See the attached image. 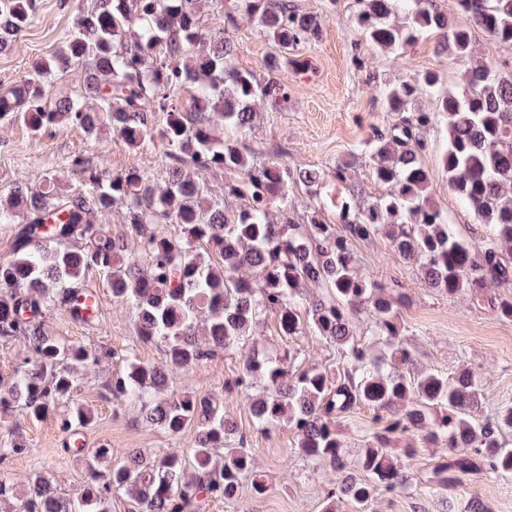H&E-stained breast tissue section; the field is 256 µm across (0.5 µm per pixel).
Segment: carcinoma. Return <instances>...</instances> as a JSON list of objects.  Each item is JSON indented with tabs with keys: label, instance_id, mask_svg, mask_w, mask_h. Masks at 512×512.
I'll return each instance as SVG.
<instances>
[{
	"label": "carcinoma",
	"instance_id": "1",
	"mask_svg": "<svg viewBox=\"0 0 512 512\" xmlns=\"http://www.w3.org/2000/svg\"><path fill=\"white\" fill-rule=\"evenodd\" d=\"M211 3L222 13L218 29L203 25L199 0H103L79 16L59 51L0 96V118L34 134L64 124L92 136L107 123L128 147L161 144L170 160L168 178L157 186L143 170L108 175L103 165L78 155L71 167L87 174L92 191L62 195L46 183L0 196L1 224L19 212L25 217L11 255L0 261V341L21 340L26 349L13 381L0 387V408L18 406L42 418L62 405L69 411L64 427L87 426L93 413L74 398L77 374L112 356L127 362L107 386L112 400L140 403L143 419L172 435L195 428L193 459L169 453L147 462L130 450L114 463L111 448L86 449L75 441L74 452L85 459L77 499L60 497L47 476L37 475L18 498L13 484L1 479L0 502L16 498L11 512H112V496L121 494L133 512H204L213 500L235 499L246 482L252 493L265 494L267 480L254 470L257 449L247 447L242 435L237 447H226L237 425L224 416L220 400L159 397L170 372L206 363L217 347L240 344L251 349L233 389L247 400L255 423L286 424L300 455L336 473L325 512H339L343 503L371 512L376 494L408 488V475L387 451L390 433L450 450L468 448L481 458L480 466L461 456L437 470L431 477L437 492L484 469L512 477V445L505 439L512 433V405L482 416L480 388L469 371L401 372L399 366L411 361L397 315L406 295L395 280L367 277L354 252L356 244L385 235L428 287L450 296L467 291L512 318L511 293L494 299L484 294L491 283L512 288V74L477 56L474 35L478 29L512 47V0H456L469 25L439 11L433 0H357L355 20L368 42L398 53L434 33L440 51L466 66L465 84L460 91L444 90L439 72L428 70L386 87L385 108L397 120L367 141L373 180L386 193L358 208L341 201L333 223L320 219L317 209L301 215L292 206L297 186L320 194L322 172L257 162L236 140L253 126V102L288 109L284 61L291 47L320 37L319 19L288 0ZM242 10L257 16L280 50L265 62L270 77L264 82L231 64L238 47L229 29ZM34 19L32 0H0V52ZM79 64L87 70L85 93L48 102V81ZM186 88L190 98L178 101ZM426 89L436 92L432 110L421 105ZM159 112L165 121L157 128L152 115ZM217 118L224 122L222 137ZM440 120L448 137L438 172L423 160V133ZM213 171L223 172L224 197L238 201L235 209L204 194L201 177ZM441 174L489 228L485 237L456 235L432 202L430 189ZM117 206L138 237L135 250L97 222ZM96 273L116 301L134 309L140 339L163 345L166 364L98 353L43 330L55 308L76 321L97 317V303L84 288ZM302 308L313 331L347 364L343 372L291 371L257 348L254 328L262 314H277L280 331L293 336L304 328ZM364 310L372 318V344L386 352L381 360L353 340L354 317ZM256 378L266 382L259 396L250 394ZM360 405L386 418V425L350 464L334 419ZM104 462L108 466L99 469Z\"/></svg>",
	"mask_w": 512,
	"mask_h": 512
}]
</instances>
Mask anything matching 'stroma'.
<instances>
[{
	"mask_svg": "<svg viewBox=\"0 0 512 512\" xmlns=\"http://www.w3.org/2000/svg\"><path fill=\"white\" fill-rule=\"evenodd\" d=\"M101 0H36L37 18L16 38L9 51L0 53V95L17 87L33 63L54 53L63 36L70 32L79 14L95 9ZM296 9L322 19L318 40L303 42L288 53L291 104L281 110L257 103L258 118L243 138L257 159H277L330 173L336 163L351 161L347 182L327 181L320 198L325 220H335L341 198L361 205L377 200L385 189L371 176L370 154L363 143L371 128L392 124L395 116L386 112L383 94L388 83L402 76H419L427 70L439 71L444 87L455 90L464 85L463 67L440 55L436 37L430 36L408 46L402 63L392 54L362 39L354 22L355 0H289ZM231 34L240 49L232 64L267 77L265 59L275 51L257 20L238 13ZM90 164L107 159L114 172L136 168L149 173L155 182H164L168 159L163 147L147 151L130 149L110 127H102L94 137L73 128H50L32 134L22 124L0 119V191L41 176L57 180L60 193H84L89 185L84 175L70 166L74 156ZM434 203L448 216L455 232L463 237H481L486 228L449 191L447 178L431 188ZM362 267L373 279L395 280L402 284L410 301L400 309L405 326L403 345L412 355L407 372L467 369L480 384L482 414H493L512 404V319L500 316L487 303L476 302L468 294L447 296L428 288L416 267L395 258L388 237L380 235L357 245ZM87 288L100 298L99 316L89 323L74 321L68 312L55 309L47 315L44 330L68 343L94 350L131 353L144 364L165 360L162 345L145 343L137 336L135 317L124 304L115 302L101 275L86 280ZM258 347L273 356L298 354L304 365L340 370L342 361L334 347L327 345L311 328L294 336L282 335L276 316H267L260 328ZM242 349L217 350L199 368L175 374L172 393L185 391L223 399L226 415L236 422L249 447L256 450V466L266 475L269 491L254 496L243 487L231 502L209 503L206 512H323L328 480L317 461L299 455L297 438L287 425L270 429L258 427L241 395L228 387L242 366ZM119 359L104 358L78 377L77 396L95 416L94 422L78 431H66L57 415L32 419L17 408L0 410V447L13 441L26 442L32 454L16 456L0 466V476L24 492L28 478L42 471L51 476L58 494L77 498L82 492L84 468L69 449L72 439L86 447L108 444L113 456L133 449L147 457L171 452L191 455L194 430L173 436L144 421L137 405L115 409L106 396L113 375L123 372ZM372 409L362 406L336 421L349 460H356L377 429ZM414 446L416 454L404 459L403 450ZM388 451L405 461L410 488L397 495L379 496L374 512H512V477L477 474L464 478L447 493L431 489L436 467L448 462L450 453L441 446L423 447L410 436H391Z\"/></svg>",
	"mask_w": 512,
	"mask_h": 512,
	"instance_id": "35a3bbf8",
	"label": "stroma"
}]
</instances>
